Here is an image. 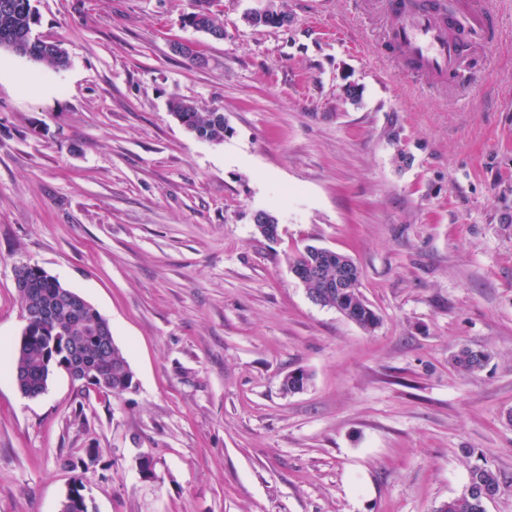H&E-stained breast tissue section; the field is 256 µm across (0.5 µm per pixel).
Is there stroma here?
<instances>
[{
	"mask_svg": "<svg viewBox=\"0 0 512 512\" xmlns=\"http://www.w3.org/2000/svg\"><path fill=\"white\" fill-rule=\"evenodd\" d=\"M32 3L70 63L0 51V512H58L77 479L95 512H435L481 462L503 478L486 512H512V0L463 91L388 49L379 0H273L276 28L220 0V40L184 25L192 0ZM175 97L223 112V143ZM308 245L353 258L374 331L308 297ZM22 263L109 321L135 389L59 371L20 393ZM171 108V114L197 139L223 143L227 132L223 112H201L194 102L185 99H175ZM489 358L488 353L481 350L462 348L454 357L455 365L467 374L480 372Z\"/></svg>",
	"mask_w": 512,
	"mask_h": 512,
	"instance_id": "35a3bbf8",
	"label": "stroma"
}]
</instances>
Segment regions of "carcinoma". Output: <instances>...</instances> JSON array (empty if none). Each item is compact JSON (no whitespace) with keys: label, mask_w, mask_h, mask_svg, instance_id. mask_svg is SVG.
Segmentation results:
<instances>
[{"label":"carcinoma","mask_w":512,"mask_h":512,"mask_svg":"<svg viewBox=\"0 0 512 512\" xmlns=\"http://www.w3.org/2000/svg\"><path fill=\"white\" fill-rule=\"evenodd\" d=\"M38 20L31 0H0V50L26 58L35 63L62 69L68 64V54L58 41L44 40L34 34ZM172 115L199 140L222 143L227 129L224 113L215 110L202 112L189 100L176 99L171 104ZM351 258L325 248L309 245L293 258L292 270L305 274L302 285L316 304L336 309L359 327L371 331L379 324V317L363 297L359 285L336 297V288L322 287V280H336V267L349 264ZM28 284L18 289L23 310L40 307L47 315L25 324L24 335L29 340L13 347L14 373L18 374L19 390L27 397L43 394L42 366L52 354L51 344L56 336H67V343L80 347V363L98 372L101 378H79L82 390L93 389L101 394L125 392L133 385L134 373L123 350L112 344V350L102 349L98 338L112 335L110 323L102 316L89 318L84 324L76 320L62 302L68 286L36 266L27 271ZM489 358L488 353L470 348L461 349L454 357L455 365L467 374L480 372ZM309 380L303 370L289 373L282 389L294 393L303 389ZM502 484L500 473L488 463L471 467L469 480L462 491L444 502L436 512H485L487 495H497Z\"/></svg>","instance_id":"cac0c4a2"}]
</instances>
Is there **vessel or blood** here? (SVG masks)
Masks as SVG:
<instances>
[{
  "mask_svg": "<svg viewBox=\"0 0 512 512\" xmlns=\"http://www.w3.org/2000/svg\"><path fill=\"white\" fill-rule=\"evenodd\" d=\"M398 22L390 32L391 41L420 72L437 79L459 70L458 44L454 27L466 26L473 40L488 38L492 14L486 0H454L449 13H442L437 0H418L397 6Z\"/></svg>",
  "mask_w": 512,
  "mask_h": 512,
  "instance_id": "b4317fda",
  "label": "vessel or blood"
}]
</instances>
